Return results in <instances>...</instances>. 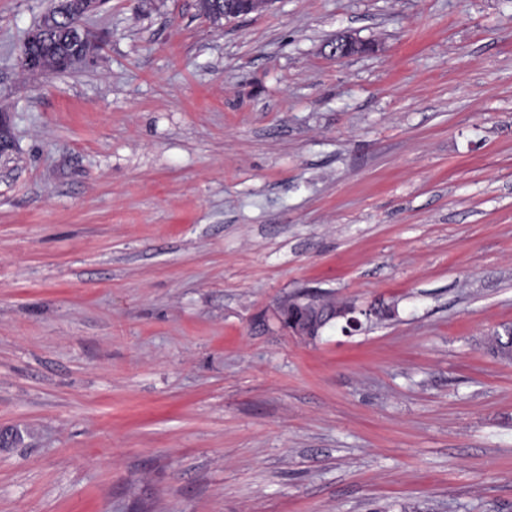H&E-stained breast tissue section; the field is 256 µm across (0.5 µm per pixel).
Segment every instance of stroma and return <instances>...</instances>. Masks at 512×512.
<instances>
[{"mask_svg":"<svg viewBox=\"0 0 512 512\" xmlns=\"http://www.w3.org/2000/svg\"><path fill=\"white\" fill-rule=\"evenodd\" d=\"M51 5L0 0V512H512V0H106L24 74ZM304 286L395 313L302 340ZM271 3L272 0H220L217 2L216 13L220 14L226 22L242 16L264 12ZM41 36L35 30H29L25 37L23 46L26 48L21 55V65L26 71L37 72L41 68V61L38 54L32 51L33 47L39 43Z\"/></svg>","mask_w":512,"mask_h":512,"instance_id":"1","label":"stroma"}]
</instances>
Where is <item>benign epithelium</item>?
I'll list each match as a JSON object with an SVG mask.
<instances>
[{"label":"benign epithelium","mask_w":512,"mask_h":512,"mask_svg":"<svg viewBox=\"0 0 512 512\" xmlns=\"http://www.w3.org/2000/svg\"><path fill=\"white\" fill-rule=\"evenodd\" d=\"M65 9L72 18L70 35L75 42L84 39V26L82 20L91 14L98 12L104 5V0H63ZM272 0H218L216 13L220 14L226 21L266 11ZM41 36L39 32L30 30L24 37L23 46L25 51L21 55L22 67L31 72H37L41 68V61L38 54L33 52V47L39 43ZM367 49V44L350 35L336 39L331 44L329 56L341 60L350 51L362 53ZM289 301L302 304L306 311L300 316L288 315V310L283 303H278L277 312L285 324V331L292 336L301 339L314 341L321 336L326 324L332 320H345V329L355 330L362 326L355 314L362 315L370 321L380 317V310L372 307L356 309L354 306H336L326 304L322 297L308 293H300L289 297Z\"/></svg>","instance_id":"benign-epithelium-1"}]
</instances>
